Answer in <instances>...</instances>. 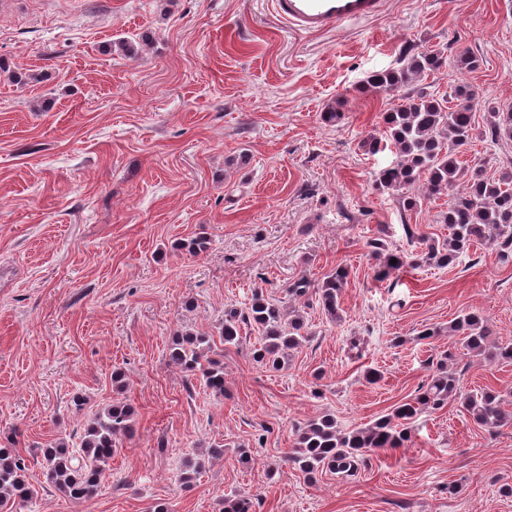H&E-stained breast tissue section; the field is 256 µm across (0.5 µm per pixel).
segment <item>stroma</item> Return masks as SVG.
<instances>
[{"label": "stroma", "mask_w": 512, "mask_h": 512, "mask_svg": "<svg viewBox=\"0 0 512 512\" xmlns=\"http://www.w3.org/2000/svg\"><path fill=\"white\" fill-rule=\"evenodd\" d=\"M136 34L150 46L131 60L115 44ZM408 48L479 61L408 93L470 85L480 132L512 107V0H385L378 17L317 36L290 30L271 0H14L0 12V61L34 77L0 74V440L17 435L37 491L0 512H221L232 492L257 512H512V427H479L457 400L422 413L405 447L369 453L356 476L312 481L285 460L297 425L323 414L368 425L415 395L446 350L463 391H499L512 412V364L457 336L419 337L476 308L512 343V263L477 243L453 266L375 279L370 239L411 254L419 234L447 232L449 196L404 210L376 187L395 154L361 147L395 103L362 82ZM334 105L344 117L330 123ZM461 159L495 176L512 167V143L480 136ZM202 229L205 253L176 250ZM339 266L341 320L296 301L310 336L285 369L253 360L252 325L239 345L219 342L225 310L254 290L280 298ZM180 329L214 338L224 397L169 364ZM77 394L136 413L84 502L47 484L41 453L78 444ZM215 442L223 457L181 486L183 459Z\"/></svg>", "instance_id": "obj_1"}]
</instances>
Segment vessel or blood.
Wrapping results in <instances>:
<instances>
[{"label":"vessel or blood","mask_w":512,"mask_h":512,"mask_svg":"<svg viewBox=\"0 0 512 512\" xmlns=\"http://www.w3.org/2000/svg\"><path fill=\"white\" fill-rule=\"evenodd\" d=\"M384 0H273L277 17L304 34H324L378 16Z\"/></svg>","instance_id":"vessel-or-blood-1"}]
</instances>
